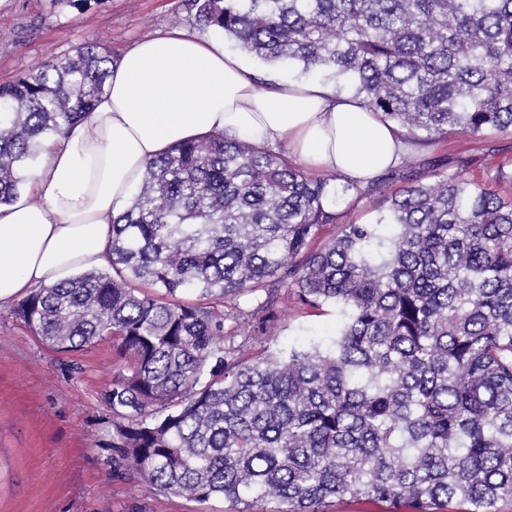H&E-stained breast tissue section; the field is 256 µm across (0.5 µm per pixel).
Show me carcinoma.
Returning a JSON list of instances; mask_svg holds the SVG:
<instances>
[{"instance_id":"cac0c4a2","label":"carcinoma","mask_w":512,"mask_h":512,"mask_svg":"<svg viewBox=\"0 0 512 512\" xmlns=\"http://www.w3.org/2000/svg\"><path fill=\"white\" fill-rule=\"evenodd\" d=\"M205 27L270 62L330 71L406 130L512 132V0H191ZM111 54L84 44L0 84V204L43 141L79 123ZM403 182L373 224H339L361 189L222 133L146 165L112 220L109 268L32 289L14 314L58 352L112 341L99 444L128 480L241 512H497L512 501V175ZM281 288L340 309L332 347L229 356L227 297Z\"/></svg>"}]
</instances>
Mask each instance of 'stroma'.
<instances>
[{"mask_svg": "<svg viewBox=\"0 0 512 512\" xmlns=\"http://www.w3.org/2000/svg\"><path fill=\"white\" fill-rule=\"evenodd\" d=\"M174 28L200 31L188 0H0V83L45 60L97 44L121 55L139 40ZM410 164L424 181L435 171L465 168L487 176L512 172V133L453 134L412 150ZM376 184L370 196L342 205L343 222L374 223L399 189ZM343 323L332 305L282 313L276 335L251 341L250 354L329 346ZM116 374L112 343L60 353L43 344L0 306V512H234L221 498L200 504L113 477L96 443L110 413L101 395Z\"/></svg>", "mask_w": 512, "mask_h": 512, "instance_id": "stroma-1", "label": "stroma"}]
</instances>
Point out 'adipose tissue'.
Masks as SVG:
<instances>
[{
    "label": "adipose tissue",
    "instance_id": "obj_1",
    "mask_svg": "<svg viewBox=\"0 0 512 512\" xmlns=\"http://www.w3.org/2000/svg\"><path fill=\"white\" fill-rule=\"evenodd\" d=\"M213 133L284 147L307 172L363 186L402 159L405 131L319 82L260 87L219 41L159 32L120 55L109 89L48 141L26 186L0 205V305L107 264L112 219L147 162Z\"/></svg>",
    "mask_w": 512,
    "mask_h": 512
}]
</instances>
